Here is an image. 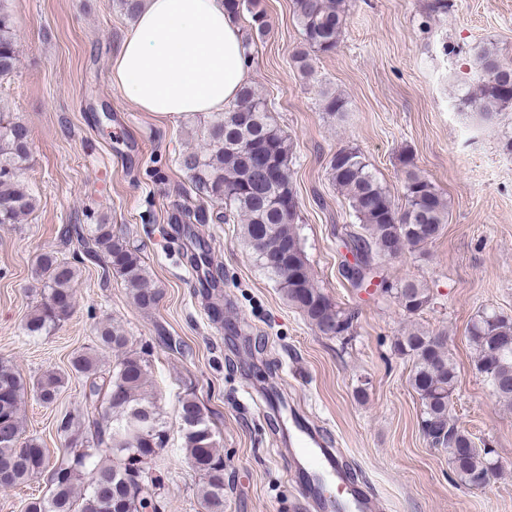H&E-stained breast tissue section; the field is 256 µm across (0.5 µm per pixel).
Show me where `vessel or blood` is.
<instances>
[{"instance_id":"vessel-or-blood-1","label":"vessel or blood","mask_w":512,"mask_h":512,"mask_svg":"<svg viewBox=\"0 0 512 512\" xmlns=\"http://www.w3.org/2000/svg\"><path fill=\"white\" fill-rule=\"evenodd\" d=\"M294 427L296 434L289 453L302 465L306 481L300 492L315 512H378L376 496L360 491L349 481L338 449L328 447L307 424L298 421ZM327 482L336 483L339 496L324 494L323 485Z\"/></svg>"}]
</instances>
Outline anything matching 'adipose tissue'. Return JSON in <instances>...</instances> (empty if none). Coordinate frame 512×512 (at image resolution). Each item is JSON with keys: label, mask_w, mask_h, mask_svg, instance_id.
Listing matches in <instances>:
<instances>
[{"label": "adipose tissue", "mask_w": 512, "mask_h": 512, "mask_svg": "<svg viewBox=\"0 0 512 512\" xmlns=\"http://www.w3.org/2000/svg\"><path fill=\"white\" fill-rule=\"evenodd\" d=\"M245 52L224 0H144L112 60V84L144 112H220L251 78Z\"/></svg>", "instance_id": "obj_1"}]
</instances>
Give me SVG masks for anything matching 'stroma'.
<instances>
[{
  "label": "stroma",
  "mask_w": 512,
  "mask_h": 512,
  "mask_svg": "<svg viewBox=\"0 0 512 512\" xmlns=\"http://www.w3.org/2000/svg\"><path fill=\"white\" fill-rule=\"evenodd\" d=\"M431 0H347L336 50L301 73L303 50L293 0H260L268 23L251 66L252 85L294 145L291 167L301 246L315 281L356 312L351 335L327 338L289 306L240 239L235 224H174L190 192L176 163L200 139V117L140 111L112 85V57L134 24L119 0H10L19 64L0 79V110L28 125L23 179L36 204L20 223L0 224V360L27 381L53 370L67 382L56 403L24 404V431L50 459L64 453L56 419L83 404L75 353L94 347L96 325L118 321L147 352L167 444L158 457L169 512H202L198 473L182 448L178 400L193 391L224 452V512H301L297 478L282 440L284 393L310 424L354 464L382 512H512V409L496 403L474 367L466 328L478 312L512 318V112L490 126L466 117L459 99L473 84V49L497 45L512 62V0H447L427 21ZM342 95L344 116L329 118L323 92ZM353 146L392 196L401 197L399 159L449 203L448 222L425 252L384 261L390 281L422 282L433 303L414 321L446 333L458 380L450 413L477 445L496 452L500 474L486 489L459 485L446 452L420 431L412 362L394 341L412 319L375 288L341 275L349 254L336 238L352 223L327 174L329 158ZM163 169L161 181L148 175ZM111 224L140 252L157 307L139 309L104 263H84L71 316L43 336L24 330L44 289L34 274L46 251L78 254L61 235L85 212Z\"/></svg>",
  "instance_id": "stroma-1"
}]
</instances>
